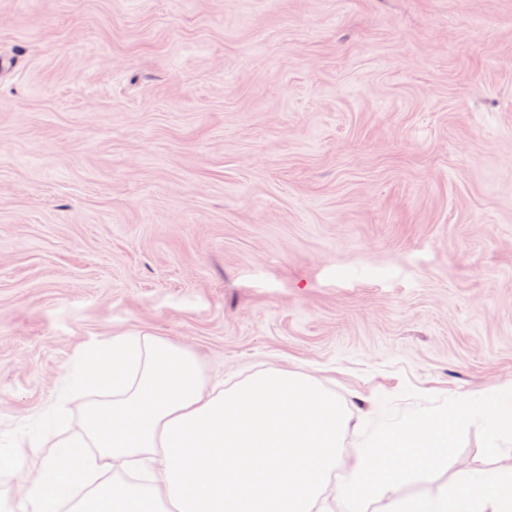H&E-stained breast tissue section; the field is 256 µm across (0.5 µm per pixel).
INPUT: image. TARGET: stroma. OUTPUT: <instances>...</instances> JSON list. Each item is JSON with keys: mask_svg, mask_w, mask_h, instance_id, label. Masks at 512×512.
Here are the masks:
<instances>
[{"mask_svg": "<svg viewBox=\"0 0 512 512\" xmlns=\"http://www.w3.org/2000/svg\"><path fill=\"white\" fill-rule=\"evenodd\" d=\"M2 57L0 433L138 332L320 380L348 449L512 384V0H0ZM511 467L473 426L417 488Z\"/></svg>", "mask_w": 512, "mask_h": 512, "instance_id": "stroma-1", "label": "stroma"}]
</instances>
